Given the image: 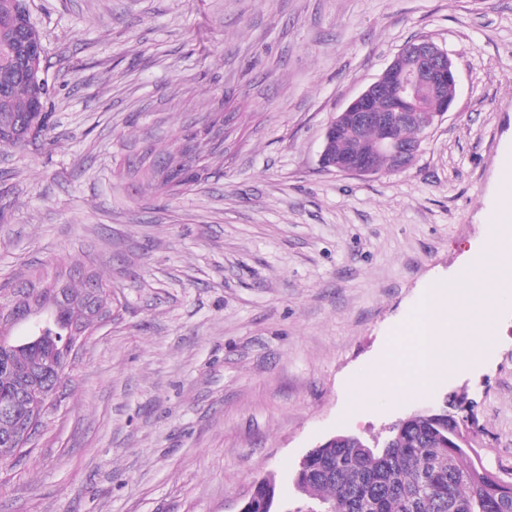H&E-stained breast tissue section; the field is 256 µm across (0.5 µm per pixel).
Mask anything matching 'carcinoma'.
Instances as JSON below:
<instances>
[{"label": "carcinoma", "mask_w": 512, "mask_h": 512, "mask_svg": "<svg viewBox=\"0 0 512 512\" xmlns=\"http://www.w3.org/2000/svg\"><path fill=\"white\" fill-rule=\"evenodd\" d=\"M26 0H0V149L26 147L24 138L46 135L49 113L30 109L34 98L47 99L48 80L23 78L16 58L26 42L38 34ZM381 136L368 129L358 143L340 139L336 152L357 147L370 151ZM150 183L176 191L194 180L182 165L142 166ZM34 298L49 320L47 336L56 343H10L6 336L30 316ZM13 319L0 322V406L15 401L21 411L38 412L41 398L31 391L32 376L45 374L47 392L56 410L64 390H55L57 372L51 365L55 348L62 345L72 326L82 324L93 334L112 317V289L93 275L79 278L70 271L49 277L36 273L10 288H0V310ZM386 448H367V441H338L331 448L311 449L294 485L306 504L330 506L335 512H512V479L480 467L460 440L457 420L443 413L437 417H407L391 431ZM274 480L261 482L245 512H274Z\"/></svg>", "instance_id": "cac0c4a2"}]
</instances>
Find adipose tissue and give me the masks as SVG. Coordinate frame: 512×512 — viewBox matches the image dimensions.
<instances>
[{
  "instance_id": "obj_1",
  "label": "adipose tissue",
  "mask_w": 512,
  "mask_h": 512,
  "mask_svg": "<svg viewBox=\"0 0 512 512\" xmlns=\"http://www.w3.org/2000/svg\"><path fill=\"white\" fill-rule=\"evenodd\" d=\"M511 258L512 232L492 229L485 251L473 256L463 277L465 290L471 292L496 280L502 262ZM491 305L487 299L479 309L465 300L450 306L437 291L425 296L391 338L390 360L382 374L385 385L397 393L425 389L444 358L465 355V347L451 343L448 333L488 332Z\"/></svg>"
}]
</instances>
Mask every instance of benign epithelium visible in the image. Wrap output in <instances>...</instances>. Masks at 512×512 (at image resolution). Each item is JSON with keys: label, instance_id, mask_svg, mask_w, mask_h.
<instances>
[{"label": "benign epithelium", "instance_id": "benign-epithelium-1", "mask_svg": "<svg viewBox=\"0 0 512 512\" xmlns=\"http://www.w3.org/2000/svg\"><path fill=\"white\" fill-rule=\"evenodd\" d=\"M415 61L413 67L402 66V56ZM448 84H457V73L448 53L429 40H417L406 44L389 64L382 76L355 97L326 128L321 153L323 167H331L350 175H365L372 172V153L353 150L336 155V134L344 128L351 138L357 139L370 126L383 131L373 145V153L391 156L400 168L412 165L419 153L421 142L404 139L397 132V117L405 114L411 122L415 113L408 108H419L422 94L440 93ZM380 100L389 102L385 110L376 108ZM35 422L24 417L10 442L18 447L33 435Z\"/></svg>", "mask_w": 512, "mask_h": 512}]
</instances>
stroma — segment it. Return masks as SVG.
I'll return each mask as SVG.
<instances>
[{"mask_svg": "<svg viewBox=\"0 0 512 512\" xmlns=\"http://www.w3.org/2000/svg\"><path fill=\"white\" fill-rule=\"evenodd\" d=\"M47 138L0 152V287L57 262L112 289L0 512H238L309 449L473 404L471 445L512 470V264L495 341L429 389L378 380L433 286L456 300L512 172V0H27ZM445 49L453 103L399 173L324 169L336 112L407 41ZM195 135L198 182L142 181ZM371 401H364L366 389Z\"/></svg>", "mask_w": 512, "mask_h": 512, "instance_id": "obj_1", "label": "stroma"}]
</instances>
